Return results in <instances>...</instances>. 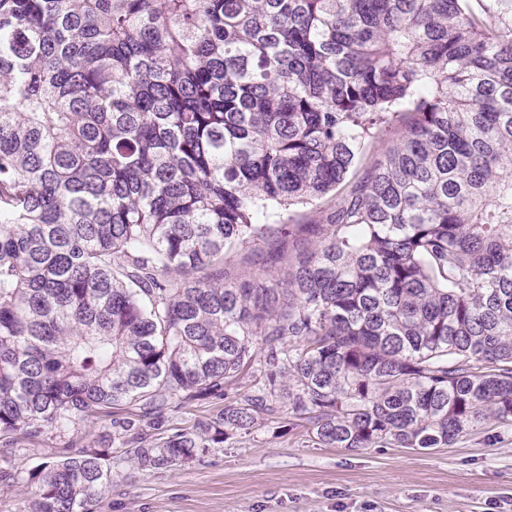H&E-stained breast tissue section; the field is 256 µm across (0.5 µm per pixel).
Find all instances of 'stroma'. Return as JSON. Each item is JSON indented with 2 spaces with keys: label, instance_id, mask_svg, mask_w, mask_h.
Listing matches in <instances>:
<instances>
[{
  "label": "stroma",
  "instance_id": "stroma-1",
  "mask_svg": "<svg viewBox=\"0 0 512 512\" xmlns=\"http://www.w3.org/2000/svg\"><path fill=\"white\" fill-rule=\"evenodd\" d=\"M334 204L328 197L290 207L291 235L226 251L225 277L262 274L273 251L290 257L307 225ZM255 383L239 379L223 399L185 401L170 424L187 428L215 415ZM98 512H512V425L487 423L445 448L348 450L319 446L280 410L187 464L145 471L113 463Z\"/></svg>",
  "mask_w": 512,
  "mask_h": 512
}]
</instances>
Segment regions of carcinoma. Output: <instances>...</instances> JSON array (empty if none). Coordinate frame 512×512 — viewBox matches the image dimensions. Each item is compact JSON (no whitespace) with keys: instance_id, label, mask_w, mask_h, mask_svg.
Wrapping results in <instances>:
<instances>
[{"instance_id":"1","label":"carcinoma","mask_w":512,"mask_h":512,"mask_svg":"<svg viewBox=\"0 0 512 512\" xmlns=\"http://www.w3.org/2000/svg\"><path fill=\"white\" fill-rule=\"evenodd\" d=\"M481 2L0 0V512H95L112 454L187 463L281 397L326 448L512 424V0ZM330 193L282 278L224 279ZM258 380V379H257ZM255 378L247 377L228 383L224 387V399L187 400L173 414L169 424L173 427L188 428L197 420L217 414L224 408V402L243 399L253 393ZM117 414L119 413L99 414L87 421L76 424L75 427L71 428L69 435L64 441H60L59 439L52 441L47 438L42 440H29L22 437V435H18V440L14 448H45V450L27 452L24 455L17 454L16 465L19 467H32L39 461L38 457H40V455L34 454L50 452V448H53V451H58V449L54 448H64L66 445L73 446V448H81L82 446L92 443L101 430L106 429L112 431V420L119 417Z\"/></svg>"}]
</instances>
